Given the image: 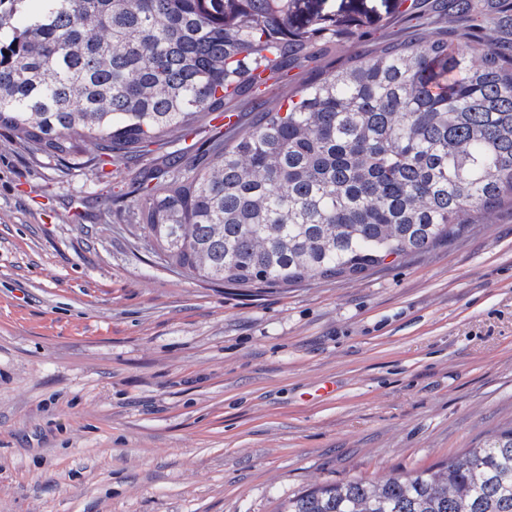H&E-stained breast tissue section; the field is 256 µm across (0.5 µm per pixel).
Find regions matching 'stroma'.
Segmentation results:
<instances>
[{
    "label": "stroma",
    "mask_w": 512,
    "mask_h": 512,
    "mask_svg": "<svg viewBox=\"0 0 512 512\" xmlns=\"http://www.w3.org/2000/svg\"><path fill=\"white\" fill-rule=\"evenodd\" d=\"M346 21L328 71L408 40L400 0ZM311 78L227 100L235 132ZM141 158L102 178L0 128V512H281L439 467L512 424V206L361 278L215 285L146 252Z\"/></svg>",
    "instance_id": "35a3bbf8"
}]
</instances>
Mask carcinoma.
Instances as JSON below:
<instances>
[{"mask_svg":"<svg viewBox=\"0 0 512 512\" xmlns=\"http://www.w3.org/2000/svg\"><path fill=\"white\" fill-rule=\"evenodd\" d=\"M293 0H0V126L33 155L99 169L224 115L344 32ZM407 6V43L356 53L190 159L145 171L128 222L166 265L239 288L358 277L512 204V0ZM91 156L75 155L77 142ZM283 512H512V427L437 470L326 483Z\"/></svg>","mask_w":512,"mask_h":512,"instance_id":"obj_1","label":"carcinoma"}]
</instances>
